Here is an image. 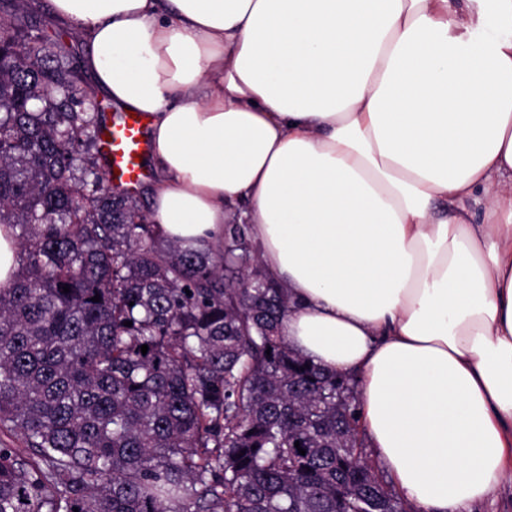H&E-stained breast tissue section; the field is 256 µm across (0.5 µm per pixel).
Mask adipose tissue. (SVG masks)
Returning a JSON list of instances; mask_svg holds the SVG:
<instances>
[{
	"mask_svg": "<svg viewBox=\"0 0 512 512\" xmlns=\"http://www.w3.org/2000/svg\"><path fill=\"white\" fill-rule=\"evenodd\" d=\"M145 115L159 237L239 211L414 512L512 482V0H46Z\"/></svg>",
	"mask_w": 512,
	"mask_h": 512,
	"instance_id": "adipose-tissue-1",
	"label": "adipose tissue"
}]
</instances>
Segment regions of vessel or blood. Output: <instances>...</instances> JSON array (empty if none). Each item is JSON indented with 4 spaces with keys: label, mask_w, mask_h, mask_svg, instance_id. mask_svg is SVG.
Segmentation results:
<instances>
[{
    "label": "vessel or blood",
    "mask_w": 512,
    "mask_h": 512,
    "mask_svg": "<svg viewBox=\"0 0 512 512\" xmlns=\"http://www.w3.org/2000/svg\"><path fill=\"white\" fill-rule=\"evenodd\" d=\"M103 150L114 184L135 186L143 176L142 156L149 150L144 117L140 113L122 114L106 125Z\"/></svg>",
    "instance_id": "b4317fda"
}]
</instances>
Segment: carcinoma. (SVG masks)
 Returning <instances> with one entry per match:
<instances>
[{
	"label": "carcinoma",
	"instance_id": "carcinoma-1",
	"mask_svg": "<svg viewBox=\"0 0 512 512\" xmlns=\"http://www.w3.org/2000/svg\"><path fill=\"white\" fill-rule=\"evenodd\" d=\"M24 2L0 15V224L21 246L0 430L25 444L0 441V512H410L365 453L354 380L282 335L247 225L207 251L158 239Z\"/></svg>",
	"mask_w": 512,
	"mask_h": 512
}]
</instances>
